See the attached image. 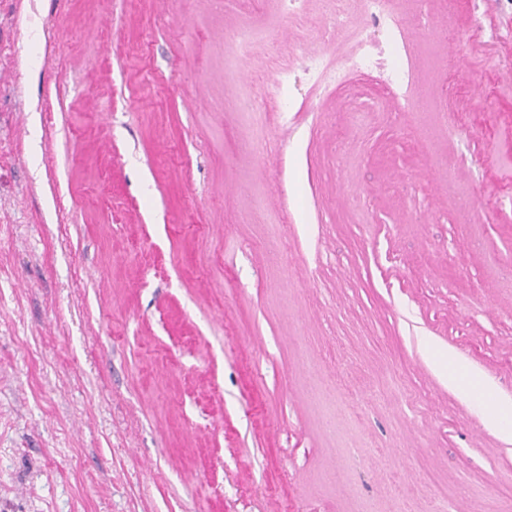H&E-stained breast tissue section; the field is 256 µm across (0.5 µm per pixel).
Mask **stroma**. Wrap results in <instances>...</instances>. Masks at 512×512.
I'll return each mask as SVG.
<instances>
[{
  "label": "stroma",
  "instance_id": "35a3bbf8",
  "mask_svg": "<svg viewBox=\"0 0 512 512\" xmlns=\"http://www.w3.org/2000/svg\"><path fill=\"white\" fill-rule=\"evenodd\" d=\"M331 8L0 0V512H512V15L396 0L408 112ZM269 35L265 29L242 25L224 32V41L231 49L228 61L233 62L241 56L248 55L253 47L268 39ZM299 40V51L302 55H304L305 62L307 63L308 69L320 70V77L322 82L326 83L327 86L336 85L339 81L340 74L336 67H330L329 64H324V60L320 57L311 55L308 52L303 54V51L306 48L305 42L303 40L302 35L298 37ZM380 65L381 61L374 55L371 46L364 44L363 49L355 55L350 68L356 76H370ZM484 411L492 423L504 425L505 428L511 425L512 406H501L490 393L484 394Z\"/></svg>",
  "mask_w": 512,
  "mask_h": 512
}]
</instances>
